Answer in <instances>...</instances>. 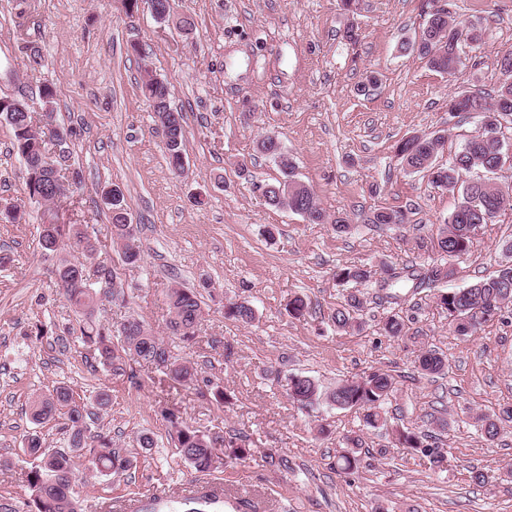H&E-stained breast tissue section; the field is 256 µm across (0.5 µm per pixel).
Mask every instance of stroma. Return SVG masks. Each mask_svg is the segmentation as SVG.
Wrapping results in <instances>:
<instances>
[{
  "label": "stroma",
  "instance_id": "stroma-1",
  "mask_svg": "<svg viewBox=\"0 0 512 512\" xmlns=\"http://www.w3.org/2000/svg\"><path fill=\"white\" fill-rule=\"evenodd\" d=\"M436 3L480 35L461 43L462 63L449 77L400 50ZM173 9L192 17V35L160 27L147 7L125 11L119 0H0V93L24 94L39 113L42 87L54 90L66 166L81 181L54 209L59 222L86 225L129 297L123 305L100 299L97 320L139 318L201 369L185 386L147 366L132 380L87 369L88 351L70 333L76 314L41 253L40 208L23 194L13 131L0 122V203L27 212L0 221V252L12 257L0 267V512H27L23 435L36 430L50 447L67 445L61 423L34 427L28 411L33 394L60 382L88 402L109 391L103 424L131 461L109 478L79 471L82 512H101L116 497L148 500L159 485L177 497L202 482L168 435L172 413L249 448L246 460L210 476L224 488V512H512V433L490 441L475 427L477 415L512 406V307L477 335L460 336L436 304L438 286L405 289L394 304L373 282L342 286L334 277L345 265L424 268L439 259L438 227L459 194L406 171L395 147L413 134L444 135L436 157L444 165L477 135V115L451 117L448 100L505 83L497 60L512 49V0H356L350 16L339 0H173ZM350 25L357 40L345 34ZM33 45L42 54L34 73L25 66ZM146 68L184 115L185 174L168 167L140 90ZM264 135L278 138L328 223L266 204L256 185L280 170L255 150ZM115 185L138 226L142 259L134 265L112 242L102 200ZM380 208L405 212L407 224H369ZM339 214L349 231L332 226ZM511 238L505 210L453 261L450 287L494 274L504 259L499 245ZM174 284L209 289L191 346L166 328L163 292ZM352 293L363 302L362 324L337 329L329 316ZM296 295L309 302L299 319L286 310ZM243 301L254 321L225 319V304ZM394 313L405 322L399 337L383 329ZM39 323L49 325L46 336H36ZM430 350L446 356L447 374L416 369ZM375 368L397 380L385 406L394 427L431 435L447 458L443 468L399 445L394 427H365L352 409H303L286 392L293 374L331 389ZM218 387L228 402L214 400ZM439 417L446 429L436 427ZM144 433L155 441L148 451L137 445ZM356 435L360 465L346 476L336 462ZM476 470L485 483L472 480Z\"/></svg>",
  "mask_w": 512,
  "mask_h": 512
}]
</instances>
